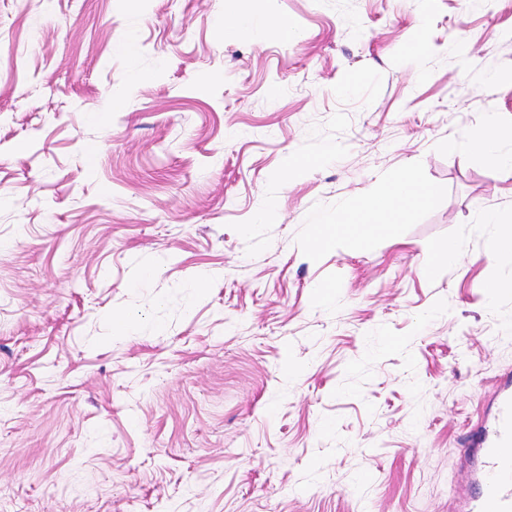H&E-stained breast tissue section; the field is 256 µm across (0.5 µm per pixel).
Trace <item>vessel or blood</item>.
I'll return each instance as SVG.
<instances>
[{
    "mask_svg": "<svg viewBox=\"0 0 512 512\" xmlns=\"http://www.w3.org/2000/svg\"><path fill=\"white\" fill-rule=\"evenodd\" d=\"M491 413L472 429L462 449L468 482L452 488L448 512H512V477L506 475V452L512 449V373L489 397Z\"/></svg>",
    "mask_w": 512,
    "mask_h": 512,
    "instance_id": "obj_1",
    "label": "vessel or blood"
}]
</instances>
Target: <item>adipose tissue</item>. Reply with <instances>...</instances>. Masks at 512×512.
<instances>
[{
    "label": "adipose tissue",
    "mask_w": 512,
    "mask_h": 512,
    "mask_svg": "<svg viewBox=\"0 0 512 512\" xmlns=\"http://www.w3.org/2000/svg\"><path fill=\"white\" fill-rule=\"evenodd\" d=\"M435 196V190L420 187L405 179H396L392 181L387 195L354 208L346 216L344 225L329 224L318 217L313 221L314 230L323 243L331 241L341 229L361 237L379 228L381 222L397 212L400 204L428 206L433 203Z\"/></svg>",
    "instance_id": "1"
}]
</instances>
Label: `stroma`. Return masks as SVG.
<instances>
[{"instance_id":"stroma-1","label":"stroma","mask_w":512,"mask_h":512,"mask_svg":"<svg viewBox=\"0 0 512 512\" xmlns=\"http://www.w3.org/2000/svg\"><path fill=\"white\" fill-rule=\"evenodd\" d=\"M253 5L287 37L0 0V512H448L465 481L512 369V173L470 147L512 127V0ZM396 177L434 203L317 243ZM492 251L498 261L512 263V225L510 223L500 226Z\"/></svg>"}]
</instances>
